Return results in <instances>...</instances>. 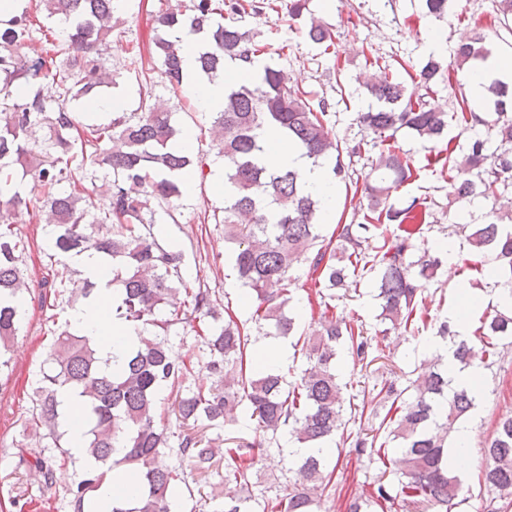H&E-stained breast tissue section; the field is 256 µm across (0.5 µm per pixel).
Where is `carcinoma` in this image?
<instances>
[{"label":"carcinoma","mask_w":512,"mask_h":512,"mask_svg":"<svg viewBox=\"0 0 512 512\" xmlns=\"http://www.w3.org/2000/svg\"><path fill=\"white\" fill-rule=\"evenodd\" d=\"M116 0H37L46 19L62 28L58 43L36 56L22 47L43 29L26 7L0 19V216L25 206L47 234L44 255L50 264L67 266L75 255H99L119 286L115 318L137 331V344L122 367L108 370L97 339L71 321L53 329L55 336L35 389L31 426L46 428L61 447L67 435L60 392L70 390L84 398L87 415L88 469L69 490L74 512H83L87 496L99 487V469L128 466L135 476L133 500L117 497L112 512H172L169 489L172 471L159 464L169 448L168 427L157 410V394L165 385H182L190 370L172 352L171 337L188 326L206 347V381L185 390L173 409L178 421V448L194 470L208 472L217 460L227 459L224 481L246 485L256 462L250 445L223 449L205 439L198 426L224 427V418L247 403L256 430L273 443L281 434L316 448L340 431L352 440L358 453L375 445L346 428L342 385L336 374L338 350L368 358L371 339L344 320L330 315L329 291L346 286L352 258L378 272L380 320L394 329L407 327L419 310L422 294L434 280L440 259L423 252L412 259L414 238L422 211L417 201L398 208L392 193L412 177L409 164L388 141L402 130L419 140L437 144L448 130V114L415 96L405 81L393 76L391 65L379 58L369 61L378 70L364 83L374 104L358 115L359 123L375 136L379 153L366 180L367 210L376 220L398 225L391 242L372 247L366 254L371 222L344 224L336 240L322 235L320 201L305 189L299 170L288 167L270 171L263 164L266 132L278 130L289 144L313 165H324L331 180H345V158L361 156L363 142L353 145L332 136L324 123L327 101L312 104L309 92L291 84L280 69L270 66L263 74L229 85L224 110L211 114V133L217 154L224 158V207L199 217L200 223L224 225V238L236 246L237 278L255 301L252 320L265 336L288 337L296 330L295 317L286 313L291 301L290 272L309 264L314 276V296L321 307V330L303 339L307 367L299 383L284 386L279 372L258 367L247 370L248 335L244 326L224 307L220 319L218 300L208 288H193L185 274L183 249L156 231L151 202L167 205L166 214L183 195V176L203 170L204 157L179 147L181 128L174 113L149 104L155 81L146 69L135 75L140 111L109 112L92 123L79 105L103 97L112 89V74L102 71L99 55L112 44V17ZM265 9L262 0H197L185 13L165 11L155 16L152 58L161 63V80L181 89L182 43L195 37L200 48L197 62L210 80L225 76L226 65L248 70L264 46L248 30L224 23V12L233 14ZM308 38L335 48L330 29L311 18ZM491 49L481 33L458 46L448 67L431 57L416 74L399 64L411 81L430 89L445 72H471L486 60ZM49 79L56 95L48 97L40 80ZM487 91L497 112H477L461 106L468 129L478 126L494 131L498 142L488 152V141L472 139L451 162L449 195L459 203L485 199L503 186L512 185V113L506 111L512 92L502 82ZM103 174L112 178L110 195L95 203L79 193L84 182ZM466 241L473 254H490L497 262L498 283L512 291V224H504L491 209L480 224H467ZM27 242L11 226H0V348L17 335L23 310L14 300L30 289L22 254ZM481 347L463 338L455 323L443 321L437 335L450 339L461 367L474 362L487 367L498 354L500 342L512 340V308H495L479 327ZM448 371L436 365L410 384L412 401L392 385L377 396L390 402L395 415L388 422L391 440L399 442L403 464L402 502L418 509L450 512L461 480L450 460L448 433L454 423L467 419L475 408L465 387L448 390ZM485 455L484 484L494 488L512 507V417L499 421ZM304 482L283 496L263 502L252 497H231L212 512H314L318 489H327L334 471L327 457L310 454L295 460ZM397 497L382 482L370 498L350 500L345 512H365L379 507L392 512Z\"/></svg>","instance_id":"cac0c4a2"}]
</instances>
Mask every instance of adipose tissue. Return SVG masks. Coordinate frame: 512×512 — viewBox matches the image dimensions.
Returning <instances> with one entry per match:
<instances>
[{
  "instance_id": "adipose-tissue-1",
  "label": "adipose tissue",
  "mask_w": 512,
  "mask_h": 512,
  "mask_svg": "<svg viewBox=\"0 0 512 512\" xmlns=\"http://www.w3.org/2000/svg\"><path fill=\"white\" fill-rule=\"evenodd\" d=\"M182 88L192 96L201 110L207 112L223 110L224 81L204 78L197 67L195 51L190 47L186 48L183 57ZM264 163L271 169L285 166L300 169L308 189L322 203V222L327 224L333 221L337 190L325 169L310 166L298 152L287 147L270 149L264 156ZM76 263L82 270L84 278L95 282L98 289L90 300L73 312L72 321L76 327L94 335L104 352L120 353L135 342L136 337L132 329L112 317L116 294L108 284L109 278L95 256L82 255L77 257Z\"/></svg>"
}]
</instances>
